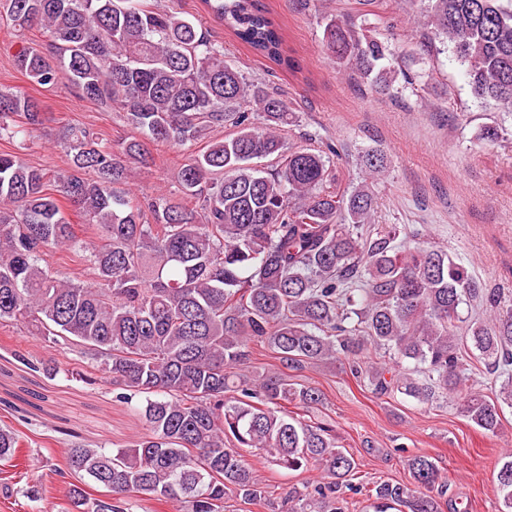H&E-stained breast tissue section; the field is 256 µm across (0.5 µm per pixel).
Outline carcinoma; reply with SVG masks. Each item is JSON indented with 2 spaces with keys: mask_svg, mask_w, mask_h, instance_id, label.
I'll return each mask as SVG.
<instances>
[{
  "mask_svg": "<svg viewBox=\"0 0 512 512\" xmlns=\"http://www.w3.org/2000/svg\"><path fill=\"white\" fill-rule=\"evenodd\" d=\"M358 17H325L323 51L377 90L410 82L395 47L369 23L383 0H365ZM212 19L256 55L295 73L299 65L263 0H202ZM0 17L18 30L40 27L55 57L23 48L18 70L39 85L63 71L83 99L126 114L134 134L117 147L87 128L68 127V169L49 191L46 173L0 154V323H11L79 357L69 371L88 386L141 401L147 433L132 448L68 449L82 482L67 498L82 512H131L132 501L187 504L186 512H224L232 496L270 512H347L354 457L333 427L301 420L288 405L322 402L312 387L281 371L236 372L260 343L285 368L338 363L368 378L377 396L400 393L420 403L445 394L484 431L502 427L512 407V377L495 398L472 388L462 348L490 371L512 367V301L481 288L451 254L397 242L396 224H374L373 184H342L323 149L293 146L283 128L297 122L288 97L249 81L224 59V46L179 13L149 0H0ZM430 47L451 49L472 95L512 112V0H428ZM264 126H254V113ZM43 121L38 103L0 92V136H27ZM229 128L178 166V193L141 204L123 188L131 165H144V140L192 147ZM371 177L384 155L363 156ZM83 214L93 240L77 238L62 202ZM80 248L95 278L65 279L44 263L50 248ZM489 309L459 333L461 305ZM390 366H365L367 343ZM21 436L0 426V461ZM269 453L275 465L320 477L275 502L246 459ZM407 483L371 489L373 512H442L447 490L423 454L405 457ZM500 512H512V458L496 476Z\"/></svg>",
  "mask_w": 512,
  "mask_h": 512,
  "instance_id": "carcinoma-1",
  "label": "carcinoma"
}]
</instances>
